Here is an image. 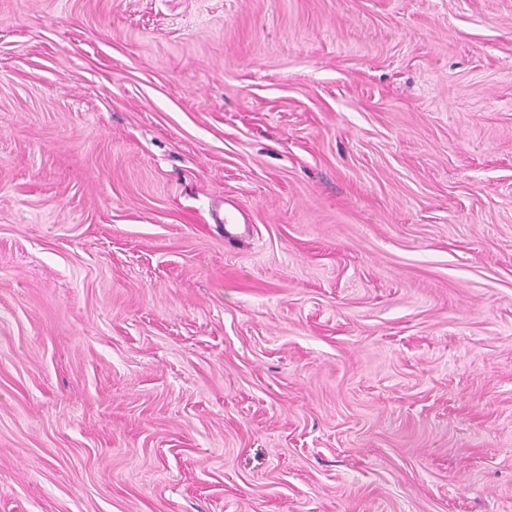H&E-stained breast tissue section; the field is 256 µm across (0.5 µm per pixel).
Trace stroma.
<instances>
[{
    "label": "stroma",
    "mask_w": 512,
    "mask_h": 512,
    "mask_svg": "<svg viewBox=\"0 0 512 512\" xmlns=\"http://www.w3.org/2000/svg\"><path fill=\"white\" fill-rule=\"evenodd\" d=\"M0 512H512V0H0Z\"/></svg>",
    "instance_id": "obj_1"
}]
</instances>
